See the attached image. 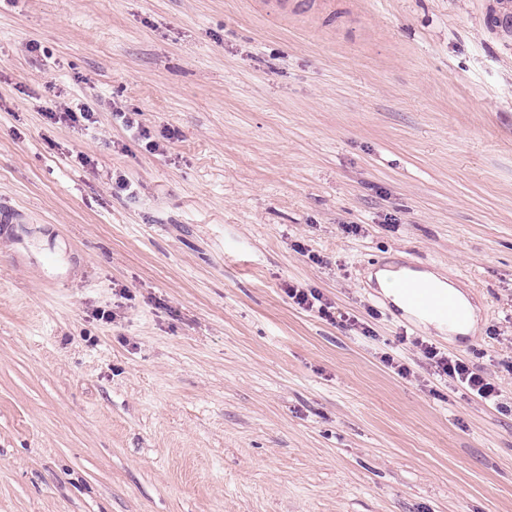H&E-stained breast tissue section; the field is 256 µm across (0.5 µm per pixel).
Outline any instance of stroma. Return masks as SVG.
<instances>
[{"instance_id":"obj_1","label":"stroma","mask_w":512,"mask_h":512,"mask_svg":"<svg viewBox=\"0 0 512 512\" xmlns=\"http://www.w3.org/2000/svg\"><path fill=\"white\" fill-rule=\"evenodd\" d=\"M497 6L0 0V512H512V413L398 341L512 351ZM384 261L474 333L404 315ZM44 115L53 124H94V112H91L86 106L76 107V109L66 108L62 111L53 110L52 107H45ZM283 291L288 299L299 309L333 323L336 321L334 312L331 311L333 306L324 298L319 290L315 288H299L288 283L283 288Z\"/></svg>"}]
</instances>
